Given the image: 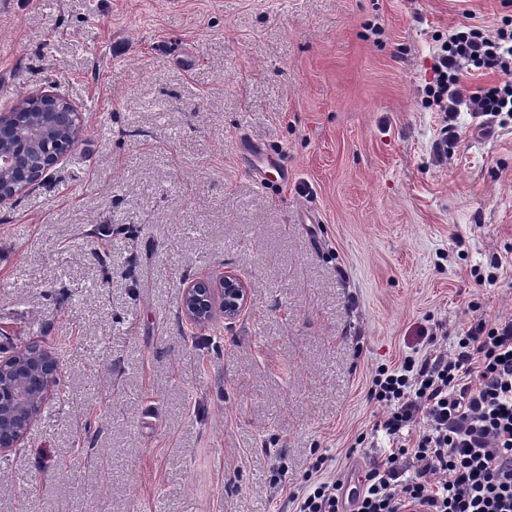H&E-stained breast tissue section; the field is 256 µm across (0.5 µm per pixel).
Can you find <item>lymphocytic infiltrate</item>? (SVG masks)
I'll list each match as a JSON object with an SVG mask.
<instances>
[{
	"label": "lymphocytic infiltrate",
	"instance_id": "f902f5d3",
	"mask_svg": "<svg viewBox=\"0 0 512 512\" xmlns=\"http://www.w3.org/2000/svg\"><path fill=\"white\" fill-rule=\"evenodd\" d=\"M471 62L503 81L467 88ZM432 70L433 103L449 117L462 106L512 112V42L464 26L435 52ZM421 343V353L379 366L367 391L383 409L373 428L389 437L387 452L353 482L324 475L326 460L317 458L277 512H512V317L480 319L450 352L428 330ZM410 426L418 435L402 440Z\"/></svg>",
	"mask_w": 512,
	"mask_h": 512
}]
</instances>
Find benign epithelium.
<instances>
[{
  "mask_svg": "<svg viewBox=\"0 0 512 512\" xmlns=\"http://www.w3.org/2000/svg\"><path fill=\"white\" fill-rule=\"evenodd\" d=\"M83 113L69 98L40 91L0 114V208L13 205L75 149ZM250 304L249 285L231 270L188 284L181 311L199 328L218 318L239 319ZM60 360L40 341L0 357V453L19 448L59 385Z\"/></svg>",
  "mask_w": 512,
  "mask_h": 512,
  "instance_id": "1",
  "label": "benign epithelium"
}]
</instances>
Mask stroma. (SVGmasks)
Segmentation results:
<instances>
[{"instance_id": "obj_1", "label": "stroma", "mask_w": 512, "mask_h": 512, "mask_svg": "<svg viewBox=\"0 0 512 512\" xmlns=\"http://www.w3.org/2000/svg\"><path fill=\"white\" fill-rule=\"evenodd\" d=\"M512 0H0V113L54 90L71 156L0 208V355L63 386L0 512H270L382 414L375 369L512 317V117L445 141L433 53ZM251 288L197 328L182 290ZM496 275L479 288L476 278ZM249 304V285L234 271L223 269L188 284L183 289L181 311L190 323L205 328L218 318L233 323Z\"/></svg>"}]
</instances>
